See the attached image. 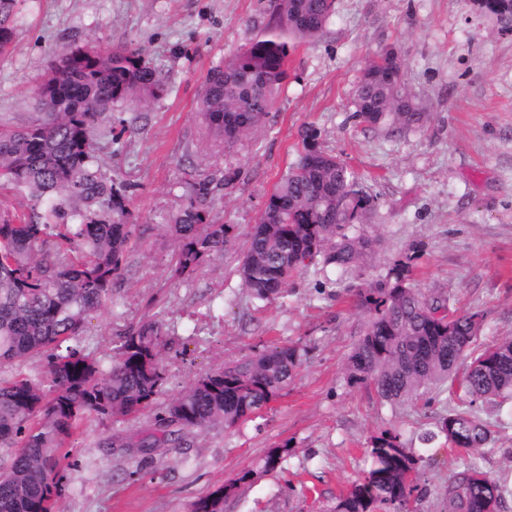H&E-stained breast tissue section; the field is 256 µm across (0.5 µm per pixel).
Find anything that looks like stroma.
I'll return each mask as SVG.
<instances>
[{
    "mask_svg": "<svg viewBox=\"0 0 512 512\" xmlns=\"http://www.w3.org/2000/svg\"><path fill=\"white\" fill-rule=\"evenodd\" d=\"M270 13L271 0H25L16 16L14 47L0 55L2 127L30 122L38 87L68 48L140 45L163 78L148 104L114 106L97 139L99 171L127 185L139 230L84 345L105 358L120 330L158 319L162 404L225 362L273 345L301 350L294 380L260 417L188 436L146 465L106 440L152 426L153 411L88 417L69 446L59 512H190L230 482L224 512H331L370 468L367 450L384 429L397 430L420 458L411 512L448 506V478L463 462L443 441L422 447L419 436L454 400L430 389L386 403L373 386H349L345 366L369 319L357 288L384 279L409 252L412 287L479 313L477 348L512 336V23L472 0H336L315 41L290 38L288 77L271 112L229 149L199 113L203 86L211 68L265 32ZM388 51L426 113L410 130L371 128L353 116L363 66ZM306 126L374 198L359 226L371 247L358 269L309 265L285 296L263 303L238 266L269 194L299 158ZM228 167L240 170L239 180L215 187L208 205L215 223L234 226L235 242L192 279L174 280L168 219L198 181H219ZM475 411L495 433L473 462L512 479V399ZM281 446L287 456L264 469Z\"/></svg>",
    "mask_w": 512,
    "mask_h": 512,
    "instance_id": "stroma-1",
    "label": "stroma"
}]
</instances>
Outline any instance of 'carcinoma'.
I'll list each match as a JSON object with an SVG mask.
<instances>
[{
	"label": "carcinoma",
	"instance_id": "carcinoma-1",
	"mask_svg": "<svg viewBox=\"0 0 512 512\" xmlns=\"http://www.w3.org/2000/svg\"><path fill=\"white\" fill-rule=\"evenodd\" d=\"M19 0H0V53L15 38ZM335 0H274L266 32L213 67L201 94L203 118L224 144L247 139L273 107L287 78L288 37L316 38ZM143 48L65 49L53 60L39 90L44 110L19 129L0 132V186L30 192L28 213L0 208V367L39 357L50 385L20 375L0 382V512H54L63 491L62 449L89 415L126 418L157 409L151 432L122 447L146 462L181 445L191 432L230 428L260 415L294 379L300 351L275 346L195 378L167 404H157L165 383L158 340L161 325L148 320L119 335L109 365L86 352L89 318L112 300L138 225L127 187L98 172L95 130L117 103L141 104L163 90ZM400 65L369 63L356 88L354 116L362 124L406 129L425 112L402 84L388 79ZM313 127L302 133L303 152L268 197L240 262L239 273L257 299L271 300L308 263L344 272L360 266L368 241L356 224L374 206L336 156L322 149ZM211 181L173 214L175 239L170 276L192 277L224 255L233 226L210 218ZM412 256L393 262L382 280L357 289L370 313L345 367L348 383L374 386L397 403L445 383L469 361L463 395L474 405L512 397V336L475 354L476 314L449 309L444 293L426 295L409 285ZM465 453L488 444L492 430L471 410H452L421 440L437 439ZM370 469L337 499L334 512H405L417 489L409 475L418 458L393 430L373 437ZM507 480L474 464L448 479V512H503ZM224 512L209 493L191 512Z\"/></svg>",
	"mask_w": 512,
	"mask_h": 512
}]
</instances>
